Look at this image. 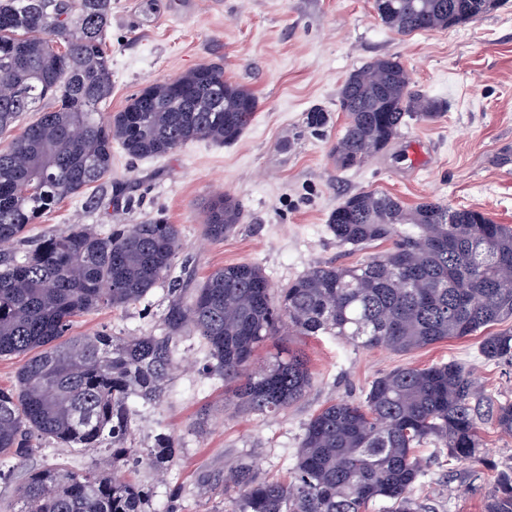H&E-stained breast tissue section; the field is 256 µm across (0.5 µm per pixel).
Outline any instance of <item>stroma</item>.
I'll list each match as a JSON object with an SVG mask.
<instances>
[{"instance_id": "1", "label": "stroma", "mask_w": 512, "mask_h": 512, "mask_svg": "<svg viewBox=\"0 0 512 512\" xmlns=\"http://www.w3.org/2000/svg\"><path fill=\"white\" fill-rule=\"evenodd\" d=\"M373 4L111 0L109 113L121 111L130 95L154 81L217 64L255 94L254 120L226 146L196 141L142 160L113 150L111 176L29 225L15 252L76 221L106 234L116 224L162 216L178 226L184 245L173 278L191 275L200 281L216 268L252 262L280 288L315 265L352 266L389 249L386 241L342 246L328 229L331 211L364 190L389 194L408 208L424 200L475 208L512 225V0L466 26L408 36L383 25ZM382 56L399 57L412 90L445 103L446 110L429 121H409L383 152L363 165L339 169L330 150L347 122L340 89L352 72ZM316 108L328 114L327 125L318 130L306 125L307 112ZM119 184L134 197L132 209L109 206ZM216 190L236 197L244 217L234 233L210 242L203 237L201 210ZM92 197L99 206L88 207ZM167 306L162 285L129 310L102 307L75 317L69 333H156ZM482 339L478 332L397 353L357 347L328 333L275 337L258 351V360L281 347L301 351L313 382L302 399L263 417L227 401L223 382L202 372L203 343L184 337L166 401L141 409L127 442L144 455L164 432L179 440L180 459L162 478L145 465L128 476L153 487L155 512H162L174 485L183 488L185 512H231L234 494L220 484L225 463L243 458L259 476L288 479L305 425L322 408L362 400L376 378L394 369L453 361L482 393L475 403L477 458L459 463L424 445L420 454L427 474L414 495L431 512H484L496 469L512 466V435L501 433L492 419L497 404L512 402V365L484 362Z\"/></svg>"}]
</instances>
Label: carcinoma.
<instances>
[{
    "label": "carcinoma",
    "mask_w": 512,
    "mask_h": 512,
    "mask_svg": "<svg viewBox=\"0 0 512 512\" xmlns=\"http://www.w3.org/2000/svg\"><path fill=\"white\" fill-rule=\"evenodd\" d=\"M499 0H374L380 21L401 35L468 23ZM110 0H0V133L24 112L38 118L0 151V357L25 355L10 389H0V465L23 464L36 443L107 447L85 469L42 466L16 487L20 512H154L152 490L115 476L138 466L126 447L131 402H162L187 335L207 348L206 373L241 405L277 414L312 384L292 351L254 369V354L284 329L333 333L362 348L408 352L464 338L512 318V226L474 208L423 201L412 209L376 191L347 197L328 217L341 245L392 241L354 266H314L281 289L250 262L224 266L201 282L172 283L161 332L66 336L76 315L107 306L125 311L163 284L182 252L164 217L116 224L102 235L67 224L16 257L10 247L29 224L112 172V145L132 159L167 155L200 140L237 141L257 109L247 87L202 64L155 81L103 117L112 96L106 51ZM52 102L43 110L45 102ZM344 134L330 151L341 169L382 152L405 119L435 117L442 104L414 93L404 65L384 56L343 83ZM240 202L211 196L204 235L221 241L242 222ZM481 356L512 363V332L483 338ZM477 389L456 362L402 367L374 380L361 402L323 408L306 424L290 480H262L246 460L224 475L237 488L234 512H365L386 499L393 512H423L411 497L425 476L418 448L432 442L448 459L476 458L472 400ZM497 429L512 434V403L499 404ZM178 441L161 433L146 464L171 469ZM486 512H512V467L497 471Z\"/></svg>",
    "instance_id": "obj_1"
}]
</instances>
